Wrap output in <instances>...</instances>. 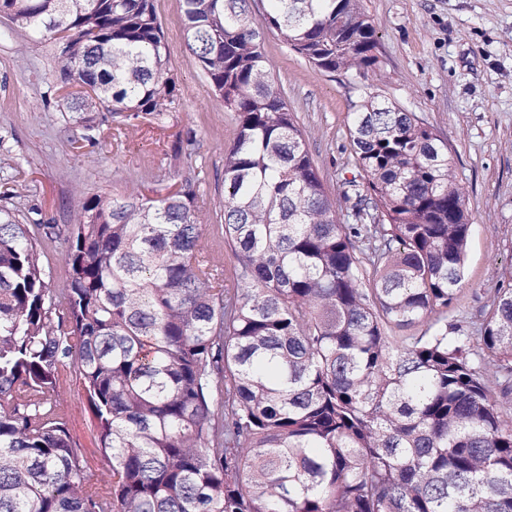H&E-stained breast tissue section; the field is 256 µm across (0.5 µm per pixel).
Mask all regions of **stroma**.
Masks as SVG:
<instances>
[{
	"label": "stroma",
	"instance_id": "stroma-1",
	"mask_svg": "<svg viewBox=\"0 0 512 512\" xmlns=\"http://www.w3.org/2000/svg\"><path fill=\"white\" fill-rule=\"evenodd\" d=\"M378 37L384 90L434 129L453 156L472 224L465 282L455 305L478 321L491 289L512 281V0H362ZM177 86L161 118L107 116L92 142L56 107L63 57L0 14V207L68 228L91 195L147 197L192 180L201 224L225 277L235 259L224 245V154L236 115L215 95L184 40L181 0H155ZM264 51L276 87L308 137L332 198L353 178L348 114L365 88L350 75L314 68L282 40ZM62 410L87 475H104L95 419L76 376L60 384Z\"/></svg>",
	"mask_w": 512,
	"mask_h": 512
}]
</instances>
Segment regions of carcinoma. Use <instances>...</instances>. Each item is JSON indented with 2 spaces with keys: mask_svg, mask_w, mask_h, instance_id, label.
Segmentation results:
<instances>
[{
  "mask_svg": "<svg viewBox=\"0 0 512 512\" xmlns=\"http://www.w3.org/2000/svg\"><path fill=\"white\" fill-rule=\"evenodd\" d=\"M187 48L237 133L224 154V287L196 193L93 195L51 287L39 237L0 209V512H512V287L454 302L471 231L454 159L382 89L361 0H182ZM68 45L59 111L160 117L176 84L154 0H0ZM371 81L349 113L353 223L276 89L264 34ZM397 329L410 334L393 336ZM71 364L108 479L60 411Z\"/></svg>",
  "mask_w": 512,
  "mask_h": 512,
  "instance_id": "cac0c4a2",
  "label": "carcinoma"
}]
</instances>
